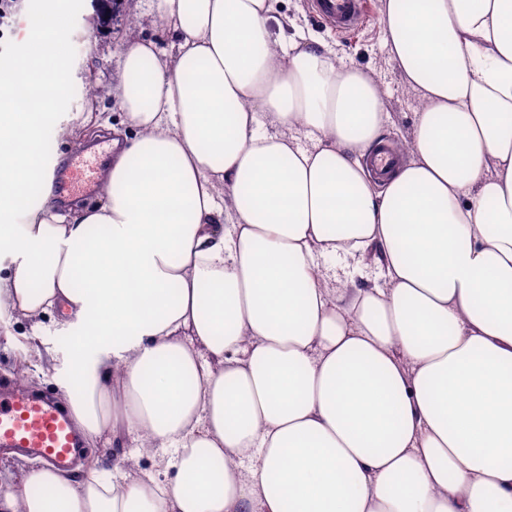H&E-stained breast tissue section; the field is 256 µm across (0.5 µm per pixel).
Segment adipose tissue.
Listing matches in <instances>:
<instances>
[{
	"label": "adipose tissue",
	"mask_w": 512,
	"mask_h": 512,
	"mask_svg": "<svg viewBox=\"0 0 512 512\" xmlns=\"http://www.w3.org/2000/svg\"><path fill=\"white\" fill-rule=\"evenodd\" d=\"M282 0H150L128 31L97 206L42 178L68 88L62 14L0 73V305L39 334L87 442L172 476L49 466L0 512H512V0H383L420 110L376 180L384 92ZM372 253L371 284L326 259ZM122 452L112 444V437L109 433H102L99 440L92 445H83L84 454L77 463H82L81 476L96 475L107 478L115 473L117 469H132L135 472H152L161 479H168L171 473H163L157 466L158 456L150 453L147 457H143L140 448H136V441L130 435L123 437ZM115 452V454H114ZM124 457H123V455ZM134 456V459L132 458ZM127 457V458H126ZM124 459V463L122 462ZM90 462L94 466L89 468ZM76 463V464H77ZM75 464V465H76ZM74 465V466H75ZM73 466V467H74Z\"/></svg>",
	"instance_id": "obj_1"
}]
</instances>
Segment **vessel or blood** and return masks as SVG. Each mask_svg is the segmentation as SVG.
Masks as SVG:
<instances>
[{
  "label": "vessel or blood",
  "instance_id": "vessel-or-blood-1",
  "mask_svg": "<svg viewBox=\"0 0 512 512\" xmlns=\"http://www.w3.org/2000/svg\"><path fill=\"white\" fill-rule=\"evenodd\" d=\"M311 13L344 34L366 20L367 0H309ZM59 192L104 189V173L95 161L75 154L64 170L53 172ZM0 448L30 452L58 469H66L81 454V439L72 419L46 398H37L0 386Z\"/></svg>",
  "mask_w": 512,
  "mask_h": 512
}]
</instances>
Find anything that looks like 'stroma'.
Returning a JSON list of instances; mask_svg holds the SVG:
<instances>
[{
    "mask_svg": "<svg viewBox=\"0 0 512 512\" xmlns=\"http://www.w3.org/2000/svg\"><path fill=\"white\" fill-rule=\"evenodd\" d=\"M382 0H369V19L362 30L339 35L318 21L310 12L307 0H284L283 11L289 17L286 36L310 31L322 38L337 57L349 67L373 77L384 90L385 134L389 142L407 141L413 134L420 109L415 95L402 83L392 64L386 44L387 33L381 22ZM56 10L69 21L68 90L57 106L58 118L65 126L63 136L47 144L48 160L65 163L79 152L86 131L85 119L109 121L119 125L122 115L115 102V76L119 50L127 29L142 36L161 39L163 28L149 15L146 6H134L133 0H23L11 27L0 32V71L11 69L27 50L26 28L29 21ZM25 318L0 309V381L26 392L39 393L60 400L58 370L70 345L45 322L39 336L29 338ZM82 475L109 477L117 469L157 472L156 455H142L132 436H124L122 448H114L110 434L86 446L81 458Z\"/></svg>",
    "mask_w": 512,
    "mask_h": 512,
    "instance_id": "obj_1",
    "label": "stroma"
}]
</instances>
